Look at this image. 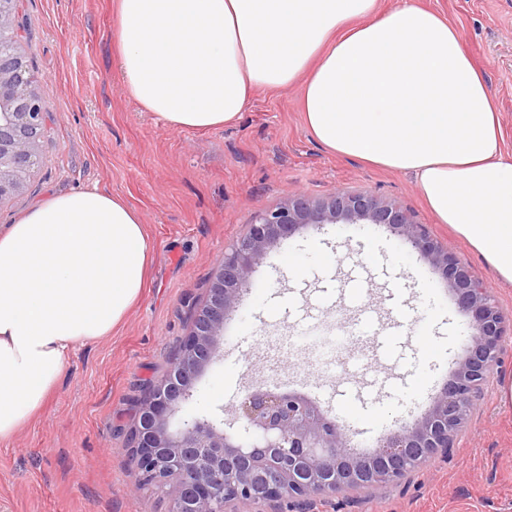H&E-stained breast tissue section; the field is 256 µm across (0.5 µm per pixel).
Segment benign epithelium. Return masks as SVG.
I'll list each match as a JSON object with an SVG mask.
<instances>
[{
	"label": "benign epithelium",
	"mask_w": 512,
	"mask_h": 512,
	"mask_svg": "<svg viewBox=\"0 0 512 512\" xmlns=\"http://www.w3.org/2000/svg\"><path fill=\"white\" fill-rule=\"evenodd\" d=\"M18 0H0V204L22 194L40 164L47 106L25 59ZM308 224H374L410 246L440 275L468 319L469 343L427 410L380 439L369 456L305 394L280 386L251 388L229 418L173 419L193 398L201 373L219 361L224 325L237 311L259 261ZM512 331L491 291L469 266L402 207L367 193L337 190L312 200L294 194L256 214L224 251L189 335L141 400L132 434L137 487L170 495V512H224L259 502L307 499L338 488L378 489L448 449L464 427L488 370L501 362Z\"/></svg>",
	"instance_id": "7a95c632"
}]
</instances>
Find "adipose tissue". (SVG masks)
Masks as SVG:
<instances>
[{
	"instance_id": "1",
	"label": "adipose tissue",
	"mask_w": 512,
	"mask_h": 512,
	"mask_svg": "<svg viewBox=\"0 0 512 512\" xmlns=\"http://www.w3.org/2000/svg\"><path fill=\"white\" fill-rule=\"evenodd\" d=\"M128 95L169 129L235 122L254 93L301 85L306 127L339 156L413 177L428 209L512 287V155L459 30L416 0H114ZM138 212L96 188L0 231V441L57 387L69 350L141 297Z\"/></svg>"
}]
</instances>
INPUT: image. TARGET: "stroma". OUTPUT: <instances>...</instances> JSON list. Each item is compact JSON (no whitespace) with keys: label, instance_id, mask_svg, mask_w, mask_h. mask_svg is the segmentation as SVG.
<instances>
[{"label":"stroma","instance_id":"stroma-1","mask_svg":"<svg viewBox=\"0 0 512 512\" xmlns=\"http://www.w3.org/2000/svg\"><path fill=\"white\" fill-rule=\"evenodd\" d=\"M26 60L50 118L41 163L26 191L0 206V229L54 192L95 187L141 216L152 245L147 287L111 335L73 348L43 409L0 442V512H169L168 494L138 487L131 448L136 412L166 369L204 300L214 267L251 218L288 193L313 199L335 190L395 202L466 262L512 319V287L438 223L410 177L341 158L319 145L299 111L300 86L254 94L239 119L202 131H173L127 94L116 66L113 0H21ZM460 31L485 73L512 153V0H419ZM379 253L357 269L363 251ZM338 279L366 283L359 302L334 298L314 334L300 338L289 307H314L322 255ZM302 272L286 273L289 261ZM405 270L412 323L385 358L373 338L351 344L359 360L328 362L325 351L361 310L381 331L395 314L385 301L391 274ZM467 320L443 281L387 229L309 225L265 255L224 329V357L200 378L190 414L231 407L249 386L285 384L321 402L355 448L371 447L423 413L465 354ZM432 350H424L422 340ZM512 335L477 394L466 426L399 483L322 493L297 506L259 503L250 512H512Z\"/></svg>","mask_w":512,"mask_h":512}]
</instances>
